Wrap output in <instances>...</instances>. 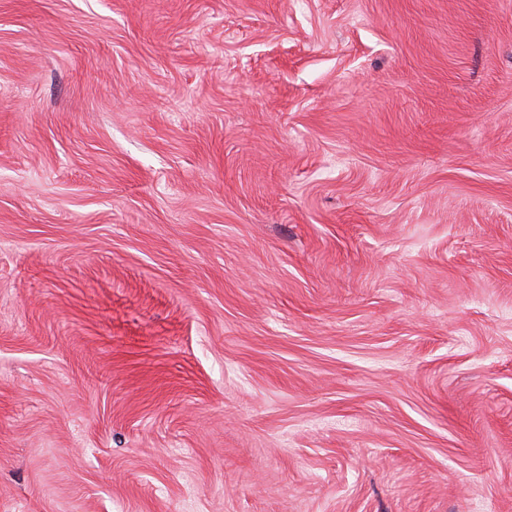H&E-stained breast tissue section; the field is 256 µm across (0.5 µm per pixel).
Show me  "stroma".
Instances as JSON below:
<instances>
[{
    "label": "stroma",
    "instance_id": "1",
    "mask_svg": "<svg viewBox=\"0 0 512 512\" xmlns=\"http://www.w3.org/2000/svg\"><path fill=\"white\" fill-rule=\"evenodd\" d=\"M0 512H512V0H0Z\"/></svg>",
    "mask_w": 512,
    "mask_h": 512
}]
</instances>
